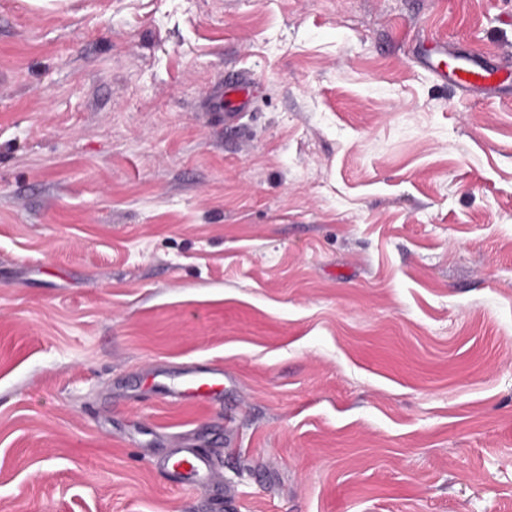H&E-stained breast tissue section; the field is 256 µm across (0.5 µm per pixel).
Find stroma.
Returning <instances> with one entry per match:
<instances>
[{
	"label": "stroma",
	"instance_id": "35a3bbf8",
	"mask_svg": "<svg viewBox=\"0 0 512 512\" xmlns=\"http://www.w3.org/2000/svg\"><path fill=\"white\" fill-rule=\"evenodd\" d=\"M432 52L512 0H0V512H512V84ZM482 69L481 63L478 59H474L470 66L457 65L452 71V78L454 83L463 91L469 92L476 90L479 84L486 81L489 76L480 72ZM169 379L170 392L179 400L212 404L224 394V372L217 366L206 371L188 367ZM218 459L199 448H177L167 459L166 468L183 484L206 485L213 475Z\"/></svg>",
	"mask_w": 512,
	"mask_h": 512
}]
</instances>
